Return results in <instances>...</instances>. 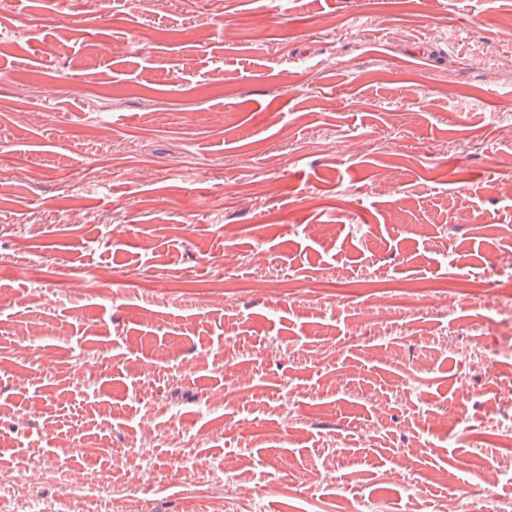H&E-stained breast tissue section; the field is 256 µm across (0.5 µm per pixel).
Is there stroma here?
Listing matches in <instances>:
<instances>
[{"mask_svg": "<svg viewBox=\"0 0 512 512\" xmlns=\"http://www.w3.org/2000/svg\"><path fill=\"white\" fill-rule=\"evenodd\" d=\"M0 34V465L31 499L69 512L74 469L83 512H122L106 470L141 512L512 500V0H0ZM368 277L481 299L407 315Z\"/></svg>", "mask_w": 512, "mask_h": 512, "instance_id": "obj_1", "label": "stroma"}]
</instances>
